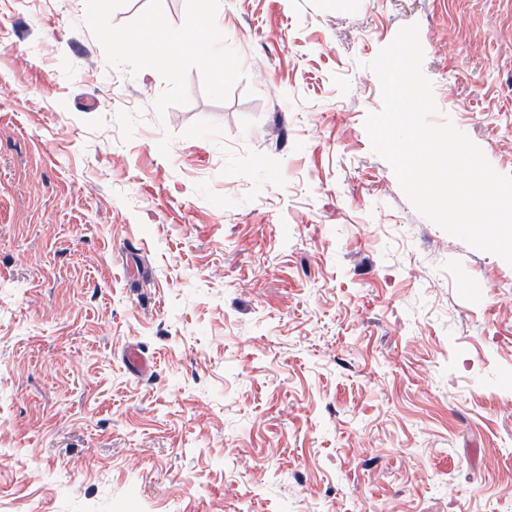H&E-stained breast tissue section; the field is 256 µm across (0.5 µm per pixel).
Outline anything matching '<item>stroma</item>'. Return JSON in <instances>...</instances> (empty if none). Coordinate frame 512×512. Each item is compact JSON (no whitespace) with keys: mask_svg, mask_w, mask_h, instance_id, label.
I'll list each match as a JSON object with an SVG mask.
<instances>
[{"mask_svg":"<svg viewBox=\"0 0 512 512\" xmlns=\"http://www.w3.org/2000/svg\"><path fill=\"white\" fill-rule=\"evenodd\" d=\"M84 15L0 0V512H504L512 265L364 120L418 25L512 176V0H220L247 78L162 116Z\"/></svg>","mask_w":512,"mask_h":512,"instance_id":"stroma-1","label":"stroma"}]
</instances>
